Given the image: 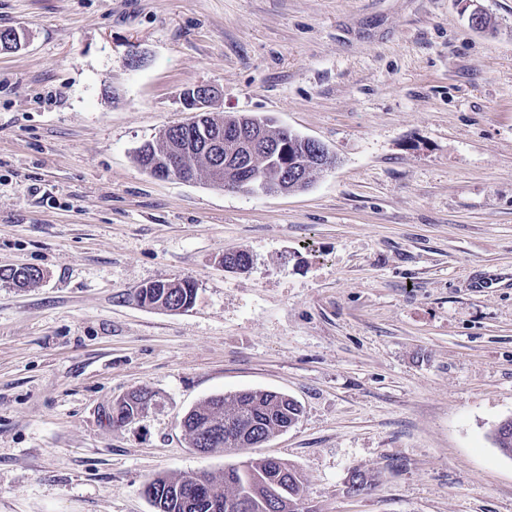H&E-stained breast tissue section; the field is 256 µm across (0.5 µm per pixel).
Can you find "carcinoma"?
Instances as JSON below:
<instances>
[{
	"label": "carcinoma",
	"mask_w": 512,
	"mask_h": 512,
	"mask_svg": "<svg viewBox=\"0 0 512 512\" xmlns=\"http://www.w3.org/2000/svg\"><path fill=\"white\" fill-rule=\"evenodd\" d=\"M237 114L215 117L208 115L206 121L219 129L224 159L235 153L232 140L224 136V127L236 124ZM253 125L262 126L269 132V139L280 141L276 156L269 161L258 160L255 171L269 179L275 187H286L288 191L306 189L313 179L323 173L315 164L300 169L293 165L298 157V147L294 143L302 137L288 132V138H280L282 129L275 126L270 117L248 116ZM181 127H167L162 138L144 142L137 150L135 159L143 168L160 158L170 145L183 139ZM43 272L35 267L0 269V281L17 287H28L41 280ZM196 298V286L190 279L178 282H157L141 289L138 300L144 306L172 310L190 309ZM154 393L144 389L133 394L130 402L120 409L122 418H135L139 409L149 405ZM301 407L294 399L275 392L245 390L234 394L211 396L198 408L189 411L181 420L180 427L193 448H217L225 445L228 428L235 430V436L244 440L267 441L298 420ZM509 430L497 427L493 439L497 448L506 456H512V420L507 422ZM188 474L178 476H157L145 487V493L154 504L157 512H280L274 507L266 488L268 481L280 478L288 487V500L297 508L288 512H312L300 510L303 497V481L298 469L281 459L249 458L239 465H231L224 471V491L215 489L213 479L193 487L188 486Z\"/></svg>",
	"instance_id": "cac0c4a2"
}]
</instances>
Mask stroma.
I'll list each match as a JSON object with an SVG mask.
<instances>
[{
    "mask_svg": "<svg viewBox=\"0 0 512 512\" xmlns=\"http://www.w3.org/2000/svg\"><path fill=\"white\" fill-rule=\"evenodd\" d=\"M1 28L0 268L44 278L0 282V512L223 483L235 456L180 421L243 390L301 404L248 454L295 464L312 512H512V0H0ZM197 85L335 168L292 194L151 176L136 149ZM183 278L187 311L136 300ZM43 272L35 267L0 269V281L17 287H28L41 280Z\"/></svg>",
    "mask_w": 512,
    "mask_h": 512,
    "instance_id": "35a3bbf8",
    "label": "stroma"
}]
</instances>
